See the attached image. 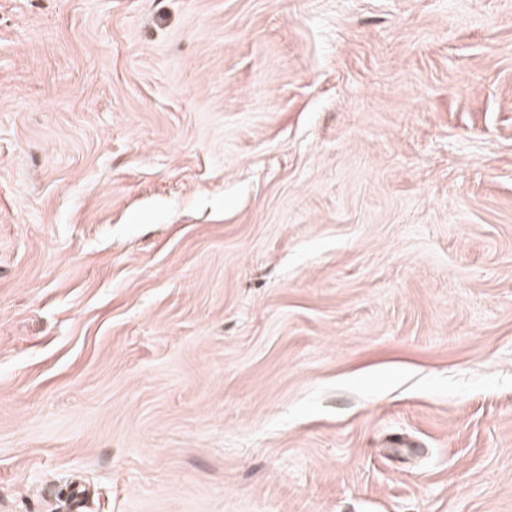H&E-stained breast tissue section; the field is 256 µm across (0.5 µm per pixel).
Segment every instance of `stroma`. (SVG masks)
Masks as SVG:
<instances>
[{"label": "stroma", "instance_id": "obj_1", "mask_svg": "<svg viewBox=\"0 0 512 512\" xmlns=\"http://www.w3.org/2000/svg\"><path fill=\"white\" fill-rule=\"evenodd\" d=\"M512 512V0H0V512Z\"/></svg>", "mask_w": 512, "mask_h": 512}]
</instances>
